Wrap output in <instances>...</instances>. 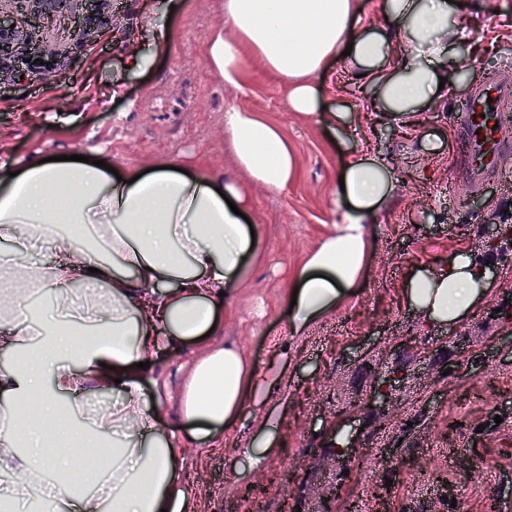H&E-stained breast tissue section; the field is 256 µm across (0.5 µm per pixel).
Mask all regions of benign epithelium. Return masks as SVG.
<instances>
[{
	"label": "benign epithelium",
	"instance_id": "1",
	"mask_svg": "<svg viewBox=\"0 0 512 512\" xmlns=\"http://www.w3.org/2000/svg\"><path fill=\"white\" fill-rule=\"evenodd\" d=\"M111 11L112 0H0V84L22 75L46 78L62 58L46 48V34L80 44L93 38ZM369 403L379 415L375 427L383 428L389 386L375 391Z\"/></svg>",
	"mask_w": 512,
	"mask_h": 512
}]
</instances>
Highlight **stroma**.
Here are the masks:
<instances>
[{
  "instance_id": "35a3bbf8",
  "label": "stroma",
  "mask_w": 512,
  "mask_h": 512,
  "mask_svg": "<svg viewBox=\"0 0 512 512\" xmlns=\"http://www.w3.org/2000/svg\"><path fill=\"white\" fill-rule=\"evenodd\" d=\"M502 0H461L455 19L466 38L452 55L470 79L391 120L373 105L370 85L358 81L343 56L328 60L315 85L330 112H346L350 135L338 138L318 115L289 109L288 88L244 57L245 82L226 86L205 45L224 17V0H121L98 38L69 46L50 80L0 85V162L24 165L52 156H108L115 170L174 161L184 171L245 180L224 129V114L246 108L278 127L293 145L298 177L281 191L252 192L246 216L255 226L259 256L232 291L219 342L237 346L261 369L277 364L279 382L224 430V444L195 440L180 405L181 379L197 356L195 343L163 357L157 370L166 423L180 439L183 489L201 512H255L243 490L263 487L262 512H320L311 468L326 446L345 445L364 417L340 415L364 404L377 379L404 368L395 394L396 420L363 441L349 490L361 512H512V323L493 309L512 300V254L489 258L485 234L512 224V194L491 180L457 192L462 151L454 117L474 78L512 80L505 66L512 46V10ZM168 24L172 40L158 51L150 23ZM137 50L139 67H129ZM382 155L394 169V191L376 216V241L357 283L332 309L293 331L288 281L307 255L340 223L347 200L339 179L355 154ZM470 250L487 262L492 286L469 315L437 326L408 303L405 284L421 268ZM457 373L445 375L447 364ZM502 423H495V416ZM414 419L406 445H395L400 422ZM262 448L261 465L247 449ZM296 471L280 488L276 472ZM392 486L385 504L372 497L374 479ZM453 502H446V495Z\"/></svg>"
}]
</instances>
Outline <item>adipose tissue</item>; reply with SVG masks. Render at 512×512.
<instances>
[{"label":"adipose tissue","instance_id":"1","mask_svg":"<svg viewBox=\"0 0 512 512\" xmlns=\"http://www.w3.org/2000/svg\"><path fill=\"white\" fill-rule=\"evenodd\" d=\"M396 20L388 34L358 33L355 0H224V21L205 52L225 84L241 87L243 56L288 85V102L314 113V79L327 59L351 45L377 103L396 116L455 86L443 56L461 39L450 0H385ZM244 183L172 169L113 178L76 161L33 162L10 175L0 164V473L16 483L0 494L15 512L24 492L52 484L42 512H195L180 488L179 439L166 431L162 403L148 405L150 363L193 341L200 356L186 381L183 415L200 439L214 442L244 409L246 391L272 387L242 351L212 345L207 333L230 308L227 296L258 248L241 211L254 185L283 189L297 175L295 153L277 127L255 112L224 114ZM350 206L292 276L293 328H306L336 305L360 277L373 247L370 222L392 188L386 161L356 158L344 169ZM82 224L77 239L69 225ZM47 244L49 260L27 255ZM486 267L469 250L423 268L407 281L410 304L428 322L461 320L489 287ZM55 300L50 318L37 308ZM120 399L93 421L76 411L92 394ZM108 460L97 490L75 485L77 467Z\"/></svg>","mask_w":512,"mask_h":512}]
</instances>
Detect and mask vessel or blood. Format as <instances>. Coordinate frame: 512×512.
I'll list each match as a JSON object with an SVG mask.
<instances>
[{
	"label": "vessel or blood",
	"instance_id": "obj_1",
	"mask_svg": "<svg viewBox=\"0 0 512 512\" xmlns=\"http://www.w3.org/2000/svg\"><path fill=\"white\" fill-rule=\"evenodd\" d=\"M512 85L479 77L456 116L462 133L464 169L471 185L499 177V160L512 152Z\"/></svg>",
	"mask_w": 512,
	"mask_h": 512
}]
</instances>
